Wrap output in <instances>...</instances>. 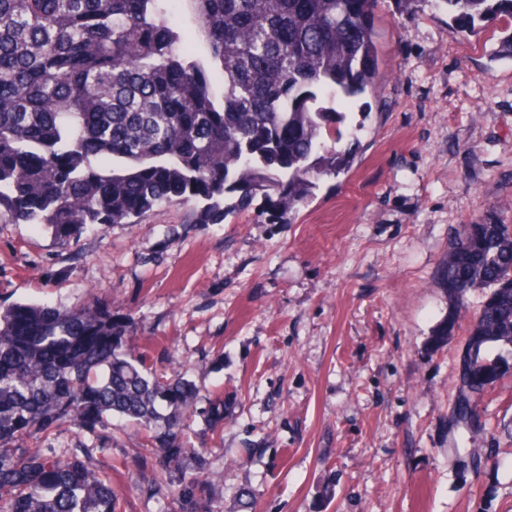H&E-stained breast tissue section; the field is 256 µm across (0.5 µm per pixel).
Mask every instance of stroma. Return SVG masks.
Returning a JSON list of instances; mask_svg holds the SVG:
<instances>
[{"instance_id": "obj_1", "label": "stroma", "mask_w": 512, "mask_h": 512, "mask_svg": "<svg viewBox=\"0 0 512 512\" xmlns=\"http://www.w3.org/2000/svg\"><path fill=\"white\" fill-rule=\"evenodd\" d=\"M371 25L386 79L348 110L353 166L289 222L261 218L258 196L218 224L193 200L64 246L0 224V304L107 307L147 367L224 399L223 422L184 435L206 451L213 512L241 487L254 512H512V349L479 423L451 419L485 289L433 340L449 239L512 224V54L499 25L466 36L427 2L378 0ZM146 438L115 416L41 445L91 455L116 512H174L167 484L146 489Z\"/></svg>"}]
</instances>
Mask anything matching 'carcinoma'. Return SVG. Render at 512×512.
Listing matches in <instances>:
<instances>
[{"mask_svg":"<svg viewBox=\"0 0 512 512\" xmlns=\"http://www.w3.org/2000/svg\"><path fill=\"white\" fill-rule=\"evenodd\" d=\"M186 2L200 53L171 21L173 0H0V224H41L64 246L89 224H138L165 203L204 201L210 224L260 192L273 221L352 167L358 128L315 103L332 91L349 104L382 83L375 0ZM434 2L463 32L506 22L512 52V0ZM440 279L449 312L435 342L465 293L487 289L466 401L500 374L490 351L512 348V224L466 225ZM198 403L191 381L126 348L105 308H0V512H116L91 458L30 449L50 428L93 431L114 414L145 427L176 512H207L208 481L183 470L201 454L183 436L196 414L224 421V400Z\"/></svg>","mask_w":512,"mask_h":512,"instance_id":"cac0c4a2","label":"carcinoma"}]
</instances>
